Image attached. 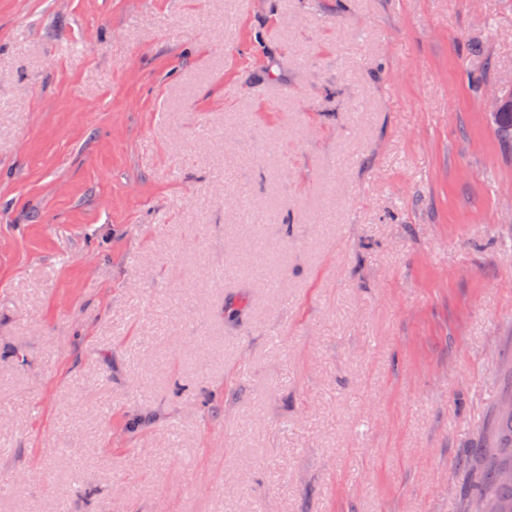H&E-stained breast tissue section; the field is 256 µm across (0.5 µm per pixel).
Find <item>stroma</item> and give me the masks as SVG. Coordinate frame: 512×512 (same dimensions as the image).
Here are the masks:
<instances>
[{"label":"stroma","instance_id":"obj_1","mask_svg":"<svg viewBox=\"0 0 512 512\" xmlns=\"http://www.w3.org/2000/svg\"><path fill=\"white\" fill-rule=\"evenodd\" d=\"M483 72L512 0H0V512H469Z\"/></svg>","mask_w":512,"mask_h":512}]
</instances>
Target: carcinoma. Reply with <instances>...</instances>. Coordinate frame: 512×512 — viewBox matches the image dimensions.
I'll use <instances>...</instances> for the list:
<instances>
[{"instance_id":"1","label":"carcinoma","mask_w":512,"mask_h":512,"mask_svg":"<svg viewBox=\"0 0 512 512\" xmlns=\"http://www.w3.org/2000/svg\"><path fill=\"white\" fill-rule=\"evenodd\" d=\"M495 131L502 141L512 142V102L495 124ZM503 378L496 419L485 435L471 512H512V481L500 477L501 470L512 469V407L503 405L504 397H512V369L505 371Z\"/></svg>"}]
</instances>
